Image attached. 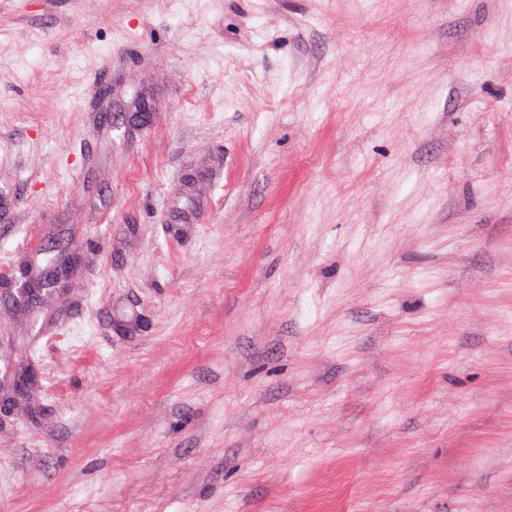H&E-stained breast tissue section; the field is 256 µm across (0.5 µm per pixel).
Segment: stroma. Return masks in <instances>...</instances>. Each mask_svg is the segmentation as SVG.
Segmentation results:
<instances>
[{
	"label": "stroma",
	"mask_w": 512,
	"mask_h": 512,
	"mask_svg": "<svg viewBox=\"0 0 512 512\" xmlns=\"http://www.w3.org/2000/svg\"><path fill=\"white\" fill-rule=\"evenodd\" d=\"M1 100L0 512H512V0H0Z\"/></svg>",
	"instance_id": "obj_1"
}]
</instances>
